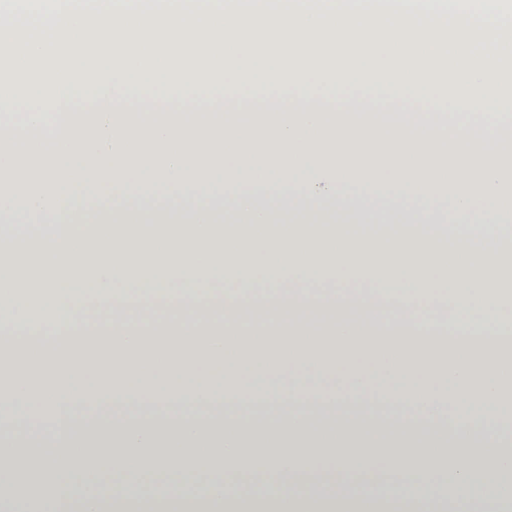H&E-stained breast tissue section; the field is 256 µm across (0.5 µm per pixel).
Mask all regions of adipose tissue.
Returning a JSON list of instances; mask_svg holds the SVG:
<instances>
[{"mask_svg": "<svg viewBox=\"0 0 512 512\" xmlns=\"http://www.w3.org/2000/svg\"><path fill=\"white\" fill-rule=\"evenodd\" d=\"M330 166L325 183L301 173ZM260 195L198 194L226 168ZM148 179L164 196L132 192ZM110 185L87 222L58 218L56 196ZM287 193H280V183ZM447 194L442 225L432 203ZM24 210L0 241V311L12 348L0 354V408H46L60 422L85 397L181 406L179 417L100 420L68 433L67 465L31 457L25 439L0 448V491L16 475L40 492L25 512H417L439 478L495 485L490 512H512V190L497 175L409 158L195 155L108 171L0 175V217ZM331 280L337 287L315 290ZM368 290H359V283ZM263 286L287 299L279 322L240 319L228 303ZM203 298L186 325L110 316L113 300ZM108 319H98V312ZM261 386L297 406H332L381 390L401 426L481 424L484 438L363 441L341 426L241 424L199 407L240 403ZM151 472L161 493H121ZM248 472L262 493L234 485ZM318 476L320 493L307 482ZM289 481V497L269 484Z\"/></svg>", "mask_w": 512, "mask_h": 512, "instance_id": "obj_1", "label": "adipose tissue"}]
</instances>
